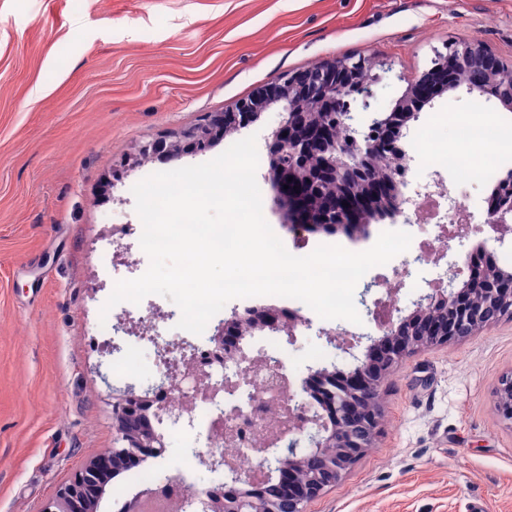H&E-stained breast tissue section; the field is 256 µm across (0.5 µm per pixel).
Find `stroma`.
Here are the masks:
<instances>
[{
	"instance_id": "1",
	"label": "stroma",
	"mask_w": 512,
	"mask_h": 512,
	"mask_svg": "<svg viewBox=\"0 0 512 512\" xmlns=\"http://www.w3.org/2000/svg\"><path fill=\"white\" fill-rule=\"evenodd\" d=\"M478 40L512 64V0H0V512H42L93 457L112 448V391L157 374L150 342L135 359L102 352L100 311L148 316L175 305L160 295L106 308L125 266L103 252L116 224H136L133 186L150 174L210 161L218 141L181 161L141 164L113 190L104 185L143 143L229 112L272 79L337 56L360 53L392 64L378 87L388 109L449 44ZM481 107L495 129L512 111L460 88L425 106L404 140L418 176L430 158L413 152L435 114ZM272 105L239 137L256 136L263 215L287 247L344 244L356 251L385 231L413 243L435 229L389 217L363 236L316 232L297 239L281 223L266 179ZM112 181V180H111ZM484 243L512 269V241L492 232L451 239L450 261ZM299 336L288 371L302 379L344 355L318 328L373 331L371 322L316 319ZM512 371V319L403 360L384 385L383 422L373 448L305 512H512V423L495 409L501 376ZM196 428L165 431L161 474L203 488L223 479L192 453Z\"/></svg>"
}]
</instances>
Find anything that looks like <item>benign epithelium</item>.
<instances>
[{
  "mask_svg": "<svg viewBox=\"0 0 512 512\" xmlns=\"http://www.w3.org/2000/svg\"><path fill=\"white\" fill-rule=\"evenodd\" d=\"M437 57L440 61L424 71L388 110L376 109L374 100L375 87L390 68L361 55L338 57L313 69L274 78L238 103L237 121L229 122L222 113L211 114L161 140L141 145L137 155L124 158L122 165L134 169L140 161L154 157L169 162L204 154L225 133L239 130L269 105L280 103V120L269 142L267 180L279 193L282 223L289 233L300 236L321 228L355 234L384 216H402L408 223L405 209L419 199L436 194L451 202L453 197L439 176L418 187L413 196L403 192L406 184L400 173L410 161L401 144L407 123L417 118L434 95L463 85L470 94L491 92L501 103L512 105V68L479 43L450 45L448 53L439 52ZM378 67L380 74L375 72ZM336 124L346 129L342 140L336 138ZM379 153L391 158L396 171L376 179L373 164ZM323 185L327 192L314 206L313 190ZM331 213L340 223H325ZM486 227L500 242L512 236V197L507 192L498 189L490 195L483 224L473 225L471 230L480 234ZM371 305L377 335L344 329L324 332L331 344L335 342L333 335L345 337L338 348L355 360L347 372L317 368L296 385L287 382L280 363L254 359L266 377L265 385H257L253 396H259L266 385L278 388L288 383V392L280 402L282 427L266 437L259 448L264 454L278 456L279 462L260 466L259 474L254 475L239 471L228 456L212 453L201 459L210 470L222 468L231 476L223 489L207 491L209 512H305L309 502L335 485L373 446L379 432L384 382L399 359L471 336L506 315L512 317V272L495 263L478 268L467 257L463 266L449 267L448 283L432 284L430 292L413 302L412 311L398 320L381 311V301L374 300ZM297 326L298 321L283 316L272 305L257 312H235L215 330V356L224 359L228 348L243 351L242 342L247 337L266 330L294 345ZM364 341L367 345L361 360L353 348ZM222 391L209 367L191 363L172 373L170 380L152 384L142 395L135 394L131 385L112 390L117 446L86 463L43 512H98L100 496L89 497L87 491L99 486L103 471L133 468L148 458L164 455V437L144 428L140 408L171 414L170 402L162 398L168 392L184 401L206 399ZM495 404L499 415L512 423L511 373L501 378ZM268 484L280 496L260 505L251 489Z\"/></svg>",
  "mask_w": 512,
  "mask_h": 512,
  "instance_id": "1",
  "label": "benign epithelium"
}]
</instances>
